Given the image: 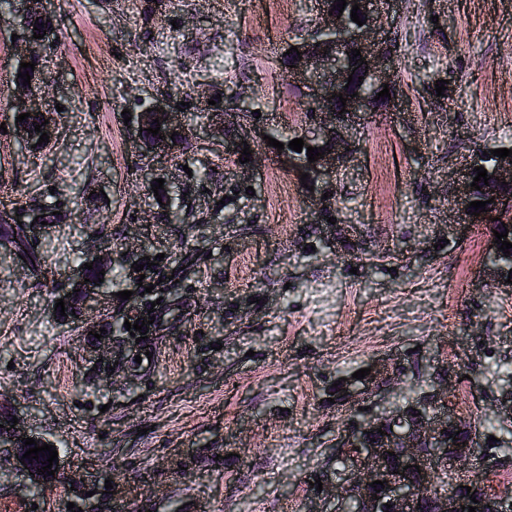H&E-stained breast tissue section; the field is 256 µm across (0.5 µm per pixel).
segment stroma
Instances as JSON below:
<instances>
[{"label":"stroma","instance_id":"1","mask_svg":"<svg viewBox=\"0 0 512 512\" xmlns=\"http://www.w3.org/2000/svg\"><path fill=\"white\" fill-rule=\"evenodd\" d=\"M49 8L58 43L36 87L60 108L56 134L29 154L0 133V192L60 219L34 225L24 251L0 239V415L53 443L59 473L34 492L16 449H4L0 512H65L75 492L62 475L74 468L90 485L118 476L103 512H317L308 476L335 457L345 418L332 384L415 351L454 364L457 393L476 404L471 423L492 415L507 382L499 366L512 364V313L496 304L512 303V290L483 276L474 233L441 248L434 227L449 223L472 151L512 144V0H394L383 22L400 47L402 109L358 118L354 166L324 209L266 147H254L246 182L238 156L201 129L158 164L122 115L157 97L197 107L216 97L228 112L246 103L234 124L303 134L307 99L279 63L316 23L309 0ZM15 27L0 15V123L12 120ZM384 135L389 159L376 150ZM387 164L391 185L376 179ZM148 165L184 192L187 223L165 220L141 178ZM276 176L292 196L276 195ZM271 203L296 218L288 240L268 222ZM103 255L117 278L93 325L60 319L76 267ZM33 256L53 272L44 283ZM148 256L155 266L135 272ZM150 313L146 340L90 356L91 328Z\"/></svg>","mask_w":512,"mask_h":512}]
</instances>
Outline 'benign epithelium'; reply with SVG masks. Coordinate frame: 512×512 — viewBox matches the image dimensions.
<instances>
[{"label":"benign epithelium","mask_w":512,"mask_h":512,"mask_svg":"<svg viewBox=\"0 0 512 512\" xmlns=\"http://www.w3.org/2000/svg\"><path fill=\"white\" fill-rule=\"evenodd\" d=\"M313 2L319 19L318 27L335 34L336 43L329 53L321 56L290 53L291 66L286 71L291 78L303 79L308 98L329 104V108L313 114L311 127L317 131H329L333 138L323 149L325 155L312 163H302L295 153L287 149L276 155L280 166L289 172L298 176L309 174L306 179L308 183L329 180L351 168L352 152L346 150L348 142L344 133L353 128L359 114L369 111V104L364 94L355 96L353 90L346 87L348 77L362 76L365 81L380 87L384 83L392 84L395 74L391 58L379 48L380 42L370 38L371 32L382 24L377 0H356L366 24L350 36L347 35V20L343 16L337 17V12L331 11L327 0ZM351 41L354 42L351 47L360 50L364 62L358 61L352 68L343 67L336 63V58L348 53L351 48L348 43ZM339 93L347 98L346 112L343 114L340 109L331 106V103L339 102ZM12 109L17 116L27 112L41 116L48 121L43 131L47 132L49 138L55 137L57 112L36 97L34 84H14ZM149 109L151 112H138L133 118L136 136H141L143 126L150 117L159 119L171 129L183 130V113L175 111L169 100L156 99ZM206 131L211 136L224 139V151L230 154L240 153L246 142H255L250 129L241 130L238 139L224 138V115L221 113L212 115ZM470 172L469 168L464 170L462 184L456 187L453 218L457 226L463 228L490 224L495 216L493 211L482 212L478 216L469 213L467 204L472 190ZM495 176L509 189V192L499 195L497 208L512 212V155L498 159ZM400 365L399 361L371 365L370 374L350 393L348 414L352 415L366 406L368 410L362 415L367 420L390 416L382 390L391 385L395 369ZM453 378L454 369L451 367L446 374H435L433 393L437 400L436 408L418 417L409 429L405 428L402 420L396 419L389 431L371 442L363 432L349 425L343 427L336 442V453L344 458L345 469L338 475L323 479V490L315 492V499L329 507L327 512H353L350 508L353 499L363 506L359 512H378L379 502L372 497L375 488L370 486L376 480H384L388 484L384 491L386 503L391 505L389 512H423L426 507L429 512H469V506L474 507L475 512H484L483 506L488 498L494 502L496 512H512V488L494 491L485 488L483 495L476 496V501L470 500L466 487L475 483L472 475L475 457L480 452L485 454L483 466L490 470L499 467V456L485 451V446L479 444L480 431L475 426L468 429V436L464 440L449 438L450 424L455 416L451 399ZM494 415L503 423L512 421V384L503 387V396L497 399ZM27 437L29 434L17 424L7 432H0V447L16 448L21 457L29 449L25 445ZM391 452L399 455L401 465L395 466L390 462ZM406 465L419 466L421 473L417 474V480L412 482L404 477L403 467ZM438 476L448 483L447 490L425 493V487L435 483ZM463 505L466 506L464 510L461 509Z\"/></svg>","instance_id":"1"}]
</instances>
